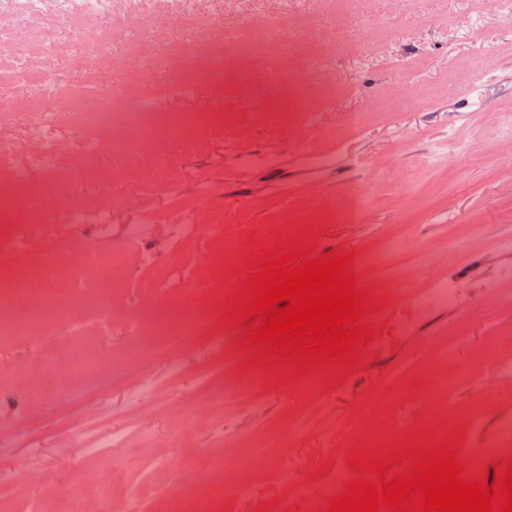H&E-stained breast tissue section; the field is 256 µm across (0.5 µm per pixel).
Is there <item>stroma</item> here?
Returning <instances> with one entry per match:
<instances>
[{
    "label": "stroma",
    "mask_w": 512,
    "mask_h": 512,
    "mask_svg": "<svg viewBox=\"0 0 512 512\" xmlns=\"http://www.w3.org/2000/svg\"><path fill=\"white\" fill-rule=\"evenodd\" d=\"M188 7L200 20L194 30L168 24L136 61H112L135 82L157 49L186 51L182 69L162 75L167 89L153 105L157 125L184 126L165 148L164 182H149L150 160L124 154L116 141L86 155L66 126L56 148L77 162L59 179L78 183L80 193L45 196L43 174L13 148L27 134L24 123L0 125V251L23 243L14 256L19 273L57 251L92 279L99 254L123 244L118 234L73 231L67 207L107 206L113 225L149 228L143 245L126 246L137 282L114 296L109 315L90 301L72 308L77 330L97 338L102 368L60 385L45 379L42 361L65 366L74 337L0 342V512L94 506L102 484L117 505L135 501L137 512H168L174 490L191 508L219 481L197 467L201 454L231 455L278 435L287 447L247 474L219 512H255L275 497L306 512L321 491L316 467L345 469L348 449L373 429L440 430L453 406L463 447L478 448L512 416V373L501 369L512 363V279L502 276L512 267V10L502 0H348L342 9L334 0H189ZM271 15L289 22L268 33L260 21ZM212 18L223 19L228 34L248 28L255 38L220 70L202 55ZM37 66L72 93L143 105L126 87H100L85 69L50 57ZM187 73L196 88L183 95L177 87ZM350 112L363 113L364 125L343 129ZM329 125L340 127L336 138L324 136ZM188 170L197 181L185 179ZM358 190L369 201L350 223ZM29 211L35 220L19 221ZM200 213L205 228L179 236V225ZM309 223L321 230L319 252L356 250L362 286L388 298L368 318L376 337L363 368L318 394L276 385L254 368V386L212 410L208 391L237 384L248 359L237 347L243 329L223 325L221 305L240 280L232 269L242 266L249 235ZM395 238L398 253L389 248ZM144 246L160 258L147 270L137 266ZM367 255L378 264H363ZM395 275L420 292L453 285L457 301L423 313L414 298L388 290ZM179 301L199 307L196 335L163 340L129 364L136 332L162 317L164 303ZM457 336L461 344L449 346ZM443 377L448 399L439 402L432 391ZM146 380L155 393L143 399ZM73 391L78 412L69 409ZM104 395L112 410L100 416ZM188 406L196 420L184 429L179 417ZM111 431L125 441L105 449L114 461L106 467L85 450ZM174 434L176 448L168 445Z\"/></svg>",
    "instance_id": "stroma-1"
}]
</instances>
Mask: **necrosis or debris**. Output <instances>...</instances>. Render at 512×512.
Here are the masks:
<instances>
[{
    "mask_svg": "<svg viewBox=\"0 0 512 512\" xmlns=\"http://www.w3.org/2000/svg\"><path fill=\"white\" fill-rule=\"evenodd\" d=\"M115 3L116 0H0V19L20 11L29 20L28 29L21 34L10 38L0 36V59L9 61L7 67L0 69V79L7 77L33 89L26 97L1 98L0 122L19 118L39 127V135L32 138L37 148L30 158L48 175L43 184L44 192L58 190L53 175L70 165L69 159L51 148L47 136L60 120H68L77 131L90 138L102 134L111 136L120 129H136L139 142L132 149L136 155L143 154L144 143L153 142L155 138L147 113L131 112L89 97L69 96L55 87L46 73L31 66L32 59L38 57L68 56L83 65L94 66L101 84L113 85L116 80L113 58H135L158 30L170 22L168 15L143 11L138 14V23L127 37L115 38L110 25ZM76 16L94 19L97 25L89 31L79 29L72 22ZM10 267V254L1 253L0 342L18 336L35 338L60 330L67 316L57 304L50 286L71 271V262L53 252L35 273L14 277ZM130 282L124 250L108 251L93 283V298L100 314H108L113 296L128 288ZM197 322L194 308L172 305L165 320L156 323L151 333L138 339L130 351L131 359L142 358L145 348L154 345L157 336L165 334L170 324H178L180 336L187 338L194 335ZM286 444L283 437L259 441L218 462L207 456L201 457L200 464L232 473L252 471L268 462L271 449Z\"/></svg>",
    "mask_w": 512,
    "mask_h": 512,
    "instance_id": "necrosis-or-debris-1",
    "label": "necrosis or debris"
}]
</instances>
